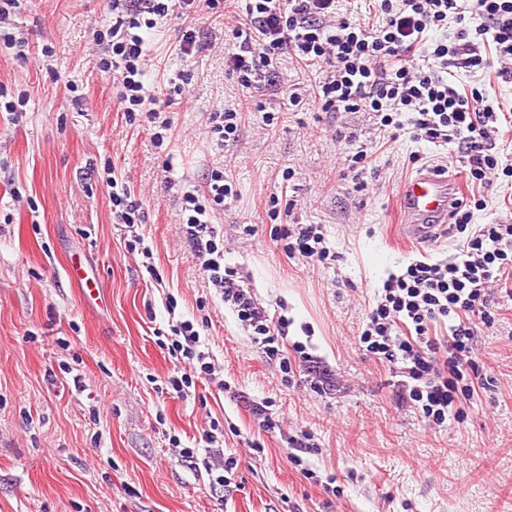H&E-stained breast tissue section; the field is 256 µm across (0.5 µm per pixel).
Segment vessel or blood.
<instances>
[{"instance_id":"obj_1","label":"vessel or blood","mask_w":512,"mask_h":512,"mask_svg":"<svg viewBox=\"0 0 512 512\" xmlns=\"http://www.w3.org/2000/svg\"><path fill=\"white\" fill-rule=\"evenodd\" d=\"M458 189L447 171L419 169L402 189L403 234L420 245L437 240L448 222V203Z\"/></svg>"}]
</instances>
